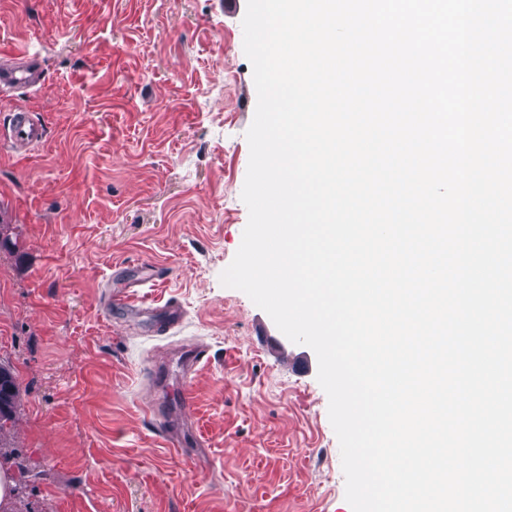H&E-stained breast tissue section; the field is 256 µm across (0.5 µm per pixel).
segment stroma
Wrapping results in <instances>:
<instances>
[{"mask_svg":"<svg viewBox=\"0 0 512 512\" xmlns=\"http://www.w3.org/2000/svg\"><path fill=\"white\" fill-rule=\"evenodd\" d=\"M246 0H0V49L42 87L0 94L37 146L0 147V364L19 383L0 447L31 476L7 512H351L308 346L223 286L257 102ZM184 311L169 334L110 313L114 283ZM208 360L182 376L174 355ZM188 386L203 450L165 448L143 410L157 365Z\"/></svg>","mask_w":512,"mask_h":512,"instance_id":"stroma-1","label":"stroma"}]
</instances>
